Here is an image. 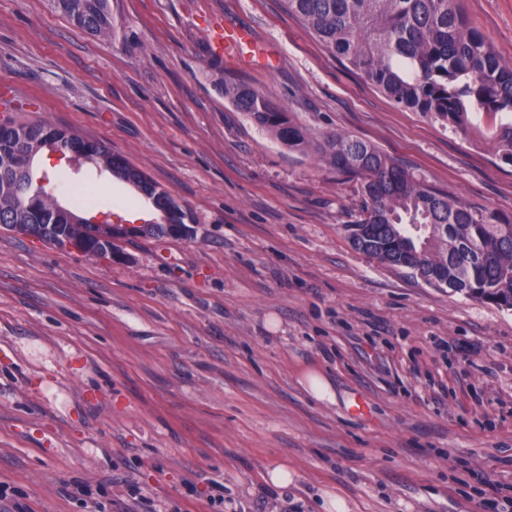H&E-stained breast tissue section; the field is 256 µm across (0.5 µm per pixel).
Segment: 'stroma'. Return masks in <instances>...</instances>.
<instances>
[{
  "instance_id": "35a3bbf8",
  "label": "stroma",
  "mask_w": 512,
  "mask_h": 512,
  "mask_svg": "<svg viewBox=\"0 0 512 512\" xmlns=\"http://www.w3.org/2000/svg\"><path fill=\"white\" fill-rule=\"evenodd\" d=\"M105 41L45 0H0V119L123 155L190 238L89 258L0 227V483L25 512H512V311L352 246L359 198L224 95L240 82L313 136L378 146L470 206L512 214V165L393 104L281 0H110ZM512 63V0H459ZM255 55L214 57L211 20ZM90 185L98 220L159 214ZM321 372L334 401L306 389ZM286 465L288 488L268 484Z\"/></svg>"
}]
</instances>
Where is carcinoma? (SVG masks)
<instances>
[{"label": "carcinoma", "mask_w": 512, "mask_h": 512, "mask_svg": "<svg viewBox=\"0 0 512 512\" xmlns=\"http://www.w3.org/2000/svg\"><path fill=\"white\" fill-rule=\"evenodd\" d=\"M74 26L112 37L109 0H47ZM348 69L395 104L465 134L475 130L512 164V65L491 47L456 0H282ZM234 107L291 151L313 153L357 184L362 200L349 239L359 251L437 288L512 310V215L448 196L376 146L347 134L315 140L266 96L224 85ZM65 150L136 187L166 221L188 214L170 192L98 141L46 121H0V224L20 234L56 224L89 230L91 197L59 202L51 178L34 174L45 152Z\"/></svg>", "instance_id": "1"}]
</instances>
